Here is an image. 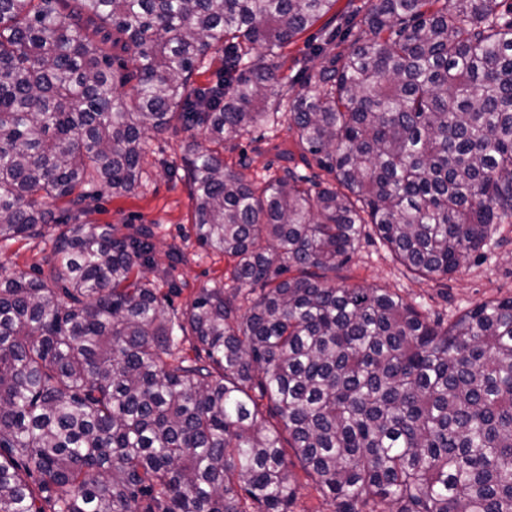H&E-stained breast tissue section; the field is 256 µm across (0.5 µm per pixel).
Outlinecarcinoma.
<instances>
[{
  "label": "carcinoma",
  "instance_id": "cac0c4a2",
  "mask_svg": "<svg viewBox=\"0 0 512 512\" xmlns=\"http://www.w3.org/2000/svg\"><path fill=\"white\" fill-rule=\"evenodd\" d=\"M337 2L0 0V241L135 192L179 126L195 243L236 284L167 313L141 268L185 253L147 225L0 266V512H292L290 456L335 512H512V298L448 326L336 283L368 224L433 279L512 223V0L336 13L347 52L288 99L300 153L260 184L226 167L280 97L265 58Z\"/></svg>",
  "mask_w": 512,
  "mask_h": 512
}]
</instances>
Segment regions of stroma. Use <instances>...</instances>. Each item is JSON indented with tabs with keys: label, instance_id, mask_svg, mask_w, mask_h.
Segmentation results:
<instances>
[{
	"label": "stroma",
	"instance_id": "1",
	"mask_svg": "<svg viewBox=\"0 0 512 512\" xmlns=\"http://www.w3.org/2000/svg\"><path fill=\"white\" fill-rule=\"evenodd\" d=\"M336 21L327 15L299 34L272 63L288 78L289 94L303 89L304 75L327 66L329 55L313 54L314 40L335 32ZM188 141L186 132L170 129L150 134L143 167L142 185L128 195L101 193L89 203L87 218L96 224L115 226L129 234L140 225H158L154 239L158 253L171 245L187 247V259L176 266L180 287L171 295L168 310H182L202 288L226 279L230 263L223 255L203 253L195 244L192 207L185 181L178 174ZM294 134L287 122H262L224 143V163L235 169L247 159V176L254 181L278 174L279 154L296 150ZM57 226H47L42 236L0 243V265L16 273H34L50 256ZM347 285L382 288L399 294L433 320L453 321L460 314L486 301L512 297V224L484 246L480 256L470 257L452 274L436 280L419 279L396 263L375 235L363 237L351 262L342 272Z\"/></svg>",
	"mask_w": 512,
	"mask_h": 512
}]
</instances>
